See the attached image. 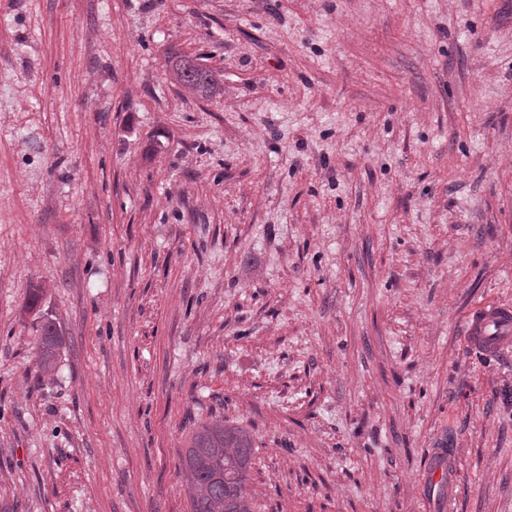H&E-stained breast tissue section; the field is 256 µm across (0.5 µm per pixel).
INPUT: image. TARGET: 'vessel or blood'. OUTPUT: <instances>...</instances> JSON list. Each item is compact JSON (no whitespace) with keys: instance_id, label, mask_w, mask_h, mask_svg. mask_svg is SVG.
<instances>
[{"instance_id":"1","label":"vessel or blood","mask_w":512,"mask_h":512,"mask_svg":"<svg viewBox=\"0 0 512 512\" xmlns=\"http://www.w3.org/2000/svg\"><path fill=\"white\" fill-rule=\"evenodd\" d=\"M466 334L472 347L490 355L512 352V306L490 303L477 308L465 322ZM455 476L453 457L449 448L433 449L420 475L429 487H443Z\"/></svg>"}]
</instances>
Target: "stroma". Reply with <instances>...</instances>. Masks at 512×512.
Listing matches in <instances>:
<instances>
[{"label":"stroma","mask_w":512,"mask_h":512,"mask_svg":"<svg viewBox=\"0 0 512 512\" xmlns=\"http://www.w3.org/2000/svg\"><path fill=\"white\" fill-rule=\"evenodd\" d=\"M490 302L512 0H0V512H190L214 420L256 512H512ZM443 441L455 492L420 497ZM177 74L180 82L191 91L207 94L214 88L212 71L200 63L185 60L178 64ZM472 347L490 355L500 356L512 351V306L490 303L477 308L465 322ZM36 332H41L37 367L41 376L50 375L56 368L57 355L62 346L63 339L58 332L56 324L52 321L41 323Z\"/></svg>","instance_id":"35a3bbf8"}]
</instances>
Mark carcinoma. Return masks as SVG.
Returning a JSON list of instances; mask_svg holds the SVG:
<instances>
[{
	"mask_svg": "<svg viewBox=\"0 0 512 512\" xmlns=\"http://www.w3.org/2000/svg\"><path fill=\"white\" fill-rule=\"evenodd\" d=\"M177 74L191 91L206 94L214 88L212 71L200 63L185 60ZM38 331L37 367L40 375H50L63 339L52 321L41 323ZM253 451V438L243 427L215 420L196 430L184 460L191 512H253L245 491Z\"/></svg>",
	"mask_w": 512,
	"mask_h": 512,
	"instance_id": "1",
	"label": "carcinoma"
}]
</instances>
